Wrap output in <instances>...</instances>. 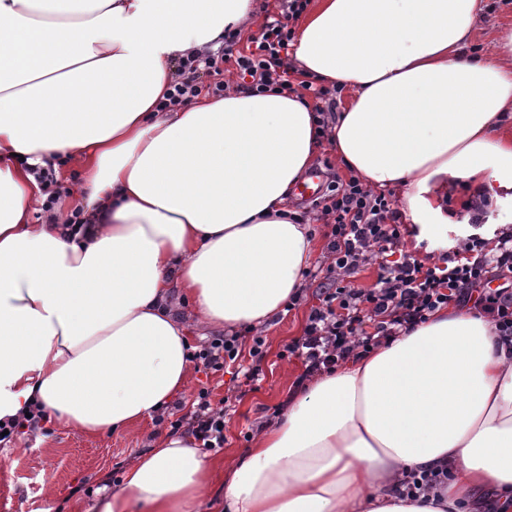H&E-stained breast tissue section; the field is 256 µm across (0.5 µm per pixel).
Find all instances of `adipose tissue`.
Instances as JSON below:
<instances>
[{
  "label": "adipose tissue",
  "instance_id": "1",
  "mask_svg": "<svg viewBox=\"0 0 512 512\" xmlns=\"http://www.w3.org/2000/svg\"><path fill=\"white\" fill-rule=\"evenodd\" d=\"M479 0H314L294 67L351 89L336 159L401 191L420 237L512 191V70L470 53ZM254 0H0V423L41 404L101 435L153 418L190 376L192 330L263 325L314 251L287 207L318 149L303 91L157 105L187 57L254 23ZM82 163L84 223L33 222L35 167ZM194 304L182 323L173 292ZM448 483L399 494L403 473ZM460 512L512 500V348L442 308L297 394L233 466L161 434L69 512Z\"/></svg>",
  "mask_w": 512,
  "mask_h": 512
}]
</instances>
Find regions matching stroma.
<instances>
[{
  "instance_id": "stroma-1",
  "label": "stroma",
  "mask_w": 512,
  "mask_h": 512,
  "mask_svg": "<svg viewBox=\"0 0 512 512\" xmlns=\"http://www.w3.org/2000/svg\"><path fill=\"white\" fill-rule=\"evenodd\" d=\"M505 25L512 26V0H483L474 51L496 57L498 33ZM510 209V203L486 199V222L476 229L470 224L471 210L449 201V222L440 233L451 242L475 233L487 236L497 232L500 214ZM317 287V281L304 280L299 305L255 328V335L264 340L259 381L246 382L232 367L194 370L184 391L162 412L160 421L96 437L79 435L51 422L33 442L21 439L15 445L0 447V512H68L70 497L91 499L98 488L119 483L126 466L151 447L156 433L169 431L171 421L190 413L192 395L203 386L211 389L213 401L223 402L225 412L224 446L211 451L210 456L232 466L252 447L255 436L277 421L279 412L286 409V401L298 391L304 367L298 359H284L282 353L303 335L310 308L317 302Z\"/></svg>"
}]
</instances>
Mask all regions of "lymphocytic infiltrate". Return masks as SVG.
<instances>
[{"instance_id":"lymphocytic-infiltrate-1","label":"lymphocytic infiltrate","mask_w":512,"mask_h":512,"mask_svg":"<svg viewBox=\"0 0 512 512\" xmlns=\"http://www.w3.org/2000/svg\"><path fill=\"white\" fill-rule=\"evenodd\" d=\"M286 19L267 21L245 47L227 40L223 51L180 58L179 78L160 102V109L189 101L208 92L223 95L228 84L225 64L236 68L242 87L254 93L291 89L288 63L294 32L288 22L297 18L307 0H287ZM209 83H202V76ZM324 215L330 216L329 249L332 262L326 280L311 307L304 334L289 344L285 357L299 359L305 376L334 370L362 352H370L425 323L437 310L455 303L472 304L488 318L503 344L512 346V290L491 289L493 281L512 279V228L494 241L472 237L441 251L430 263H422L403 251V215L394 201L374 192L359 180L338 181L326 195ZM379 258V275L369 288L346 285L371 258ZM261 337L243 349L238 336L213 339L193 353L203 369L220 370L250 355L246 380L262 374L264 358ZM172 430H186L199 448L213 450L224 445V411L213 407L208 388L193 397L188 416L171 423Z\"/></svg>"}]
</instances>
